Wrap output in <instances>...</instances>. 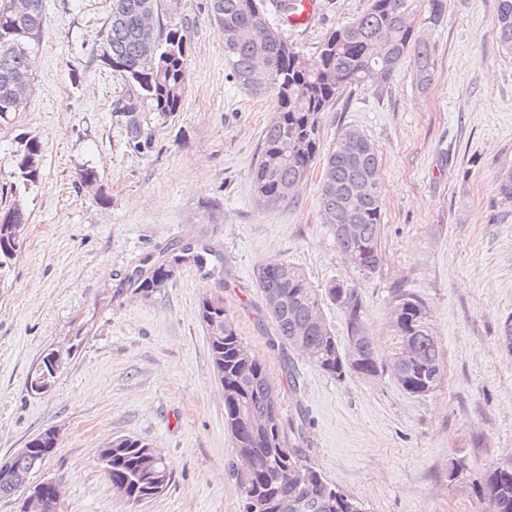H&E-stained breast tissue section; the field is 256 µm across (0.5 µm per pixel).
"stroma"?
I'll use <instances>...</instances> for the list:
<instances>
[{"instance_id":"stroma-1","label":"stroma","mask_w":512,"mask_h":512,"mask_svg":"<svg viewBox=\"0 0 512 512\" xmlns=\"http://www.w3.org/2000/svg\"><path fill=\"white\" fill-rule=\"evenodd\" d=\"M161 3L160 25L182 29L189 45L179 112L164 117L140 101V136L131 140L114 109L128 85L100 58L112 0H43L31 94L0 120V213L18 199L29 215L24 247L0 284V459L54 427L58 446L31 480L59 484V512H242L198 304L223 298L291 415L286 353L257 322L256 285L260 265L287 261L317 288L355 281L382 353L395 291L418 294L445 352L440 386L420 397L387 374L337 381L297 359L309 418L299 446L309 461L366 512H485L484 473L512 465V352L503 337L512 213L495 197L499 171L512 166V56L494 30L497 0H447L442 23L423 29L435 63L427 91L407 61L385 86L348 88L321 115L323 146L351 127L380 160L382 263L368 278L321 220L320 171L294 203L256 202L252 165L274 103L230 79L211 0ZM368 6L317 0L307 26L288 28L272 7L266 21L309 59ZM26 135L40 143L41 173L19 198L13 170ZM87 167L98 173L90 188L78 183ZM190 239L213 247L221 275L185 267L151 295L125 290V274L145 254ZM51 349L64 363L47 393L32 394L28 376ZM116 435L167 458L173 478L163 494L131 505L113 493L97 450ZM460 456L467 470L449 480Z\"/></svg>"}]
</instances>
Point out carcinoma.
I'll return each mask as SVG.
<instances>
[{
	"mask_svg": "<svg viewBox=\"0 0 512 512\" xmlns=\"http://www.w3.org/2000/svg\"><path fill=\"white\" fill-rule=\"evenodd\" d=\"M159 6L160 0H113L101 60L124 74L129 99H147L155 111L167 116L182 104L188 43L178 28L150 30L142 25L144 9L157 12ZM265 9L264 0H215L212 4L214 22L224 34V63L230 75L250 95L274 101V114L265 126L254 163L256 201L261 204L266 196L279 194L282 201L294 202L286 190L323 163L318 197L323 223L330 226L340 252L354 256V268L367 278L382 262L378 156L365 136L352 139L349 127L338 132L327 153H321L320 115L346 88L372 82L373 71L382 73L377 86L385 85L407 59L413 63L417 85L427 88L433 79L431 50L409 19L418 18L427 28L440 25L446 0H369L362 15L324 39L307 69L295 65L299 53L267 24ZM44 24L43 0H32L24 14L11 13L9 0H0V119L26 104L32 86L30 57ZM494 28L501 49L512 55V0H498ZM150 42L158 54L153 71L145 70L142 60V49ZM40 152L36 138L21 142L14 171L19 189L25 191L38 182ZM361 184L369 185L371 191L357 194ZM497 201L503 210H512V168L498 176ZM27 223L26 210L17 203L0 215V278L21 250ZM347 224L355 225L353 233H346ZM210 252L205 245L173 241L140 260L126 277L127 289L147 296L184 266L206 267ZM256 283L264 301L260 320L269 327L271 344L294 351L329 377L341 381L351 374L367 378L388 371L414 397L440 385L445 354L434 339L422 297L400 290L393 298L389 354L393 366L387 368L365 331V303L356 285L338 280L320 290L288 262L258 267ZM326 302L344 316L345 350L327 324L313 323L312 317L322 314ZM198 315L210 336L213 372L224 380V427L236 449L227 469L240 483L242 512H289L286 503L294 498L304 501L301 512H355L357 499L331 484L302 449L287 444L279 394L268 381L264 361L224 310L223 298L202 297ZM407 340L413 344L414 359L401 361L399 354ZM287 368L295 410L289 426L300 436L307 415L293 360H288ZM55 378L42 361L28 378V387L41 394ZM29 444L38 448L41 461L57 447L47 430ZM106 447L112 449V472L105 477L114 493L142 502L167 489L171 466L149 443L119 435ZM480 496L486 512H512V466L490 469Z\"/></svg>",
	"mask_w": 512,
	"mask_h": 512,
	"instance_id": "1",
	"label": "carcinoma"
}]
</instances>
